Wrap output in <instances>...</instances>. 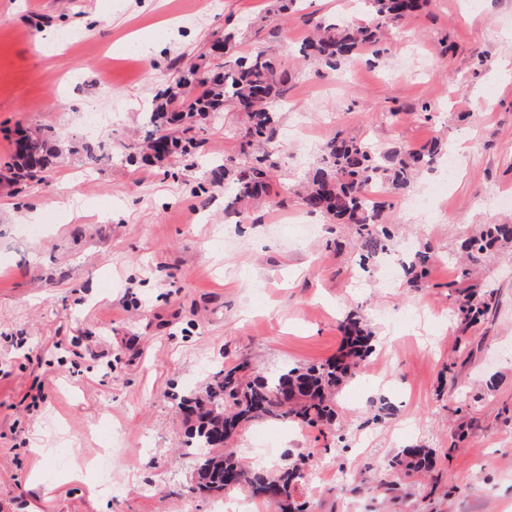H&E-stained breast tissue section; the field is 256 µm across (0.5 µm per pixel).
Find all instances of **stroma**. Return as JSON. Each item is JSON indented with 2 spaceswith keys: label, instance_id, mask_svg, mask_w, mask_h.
<instances>
[{
  "label": "stroma",
  "instance_id": "1",
  "mask_svg": "<svg viewBox=\"0 0 512 512\" xmlns=\"http://www.w3.org/2000/svg\"><path fill=\"white\" fill-rule=\"evenodd\" d=\"M356 0H0V169L18 131L54 130L62 157L42 184H0V512H214L182 454L178 396L211 372L252 375L339 356L358 313L374 352L336 394L331 430L258 421L235 441L273 468L307 454L297 491L311 512H512V246L462 277L461 239L512 224V0H428L389 28L380 57L303 65L307 18H346ZM279 27L276 42L255 33ZM235 32L291 77L277 114L276 206L228 210L224 160L243 114L196 122L189 156H130L159 89ZM417 151L447 142L458 161L381 199L394 243L359 267L350 226L302 234L291 189L336 135ZM439 194L422 210L415 196ZM419 287L384 281L415 251ZM493 292L460 333L456 291ZM435 452L431 477L382 489L402 449ZM109 449L111 488L95 470ZM349 481L336 489V474Z\"/></svg>",
  "mask_w": 512,
  "mask_h": 512
}]
</instances>
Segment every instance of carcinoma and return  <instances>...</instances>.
<instances>
[{
	"mask_svg": "<svg viewBox=\"0 0 512 512\" xmlns=\"http://www.w3.org/2000/svg\"><path fill=\"white\" fill-rule=\"evenodd\" d=\"M364 17L344 22H318L316 33L301 43L299 53L309 64L319 68H336L341 61L357 52L370 49L380 53L385 32L383 23L399 22L419 10L423 0H361ZM179 82L193 84L201 92L191 99L180 97L166 87L159 91L161 106L148 117V124L164 132L169 153L183 156L198 147L188 136L193 123L214 116L231 104L247 116L242 148L256 143L272 144L277 133L276 105L288 98V73L277 66L270 53L259 51L238 56L224 71L200 73L193 66L182 72ZM54 132H25L16 139L15 155L9 167V180L41 181L58 157L49 145ZM447 153L438 139L420 151L393 149L375 151L357 137L336 135L322 150L320 161L306 174L300 192L303 208L320 214L336 224L352 226L366 261L387 250L391 238L383 218L384 203L378 201L374 187L382 190L407 189L416 173L436 165ZM269 155L257 156L249 165L232 171V160L224 162V175L232 179L235 200L258 198L270 194ZM512 242V224H486L464 238L461 249L473 260L490 255L502 244ZM429 256L422 253L405 267L411 284L422 277ZM492 303V294L480 295L469 288L459 290V312L470 324L484 317ZM346 347L340 356L324 364L304 369H285L275 375L250 380L238 369L220 370L200 392L191 393L179 402L185 422L189 423L184 446L197 461L196 483L199 493L244 491L273 505L278 512H305L304 504L293 494L306 477L307 460L303 456L287 458L283 465L267 471L244 463L231 447V441L246 425L255 420L294 419L299 423L330 426L336 416L333 397L342 379L370 351L368 335L360 319L351 314L341 323ZM434 467V457L425 448H406L389 463L393 476L414 477Z\"/></svg>",
	"mask_w": 512,
	"mask_h": 512,
	"instance_id": "carcinoma-1",
	"label": "carcinoma"
}]
</instances>
